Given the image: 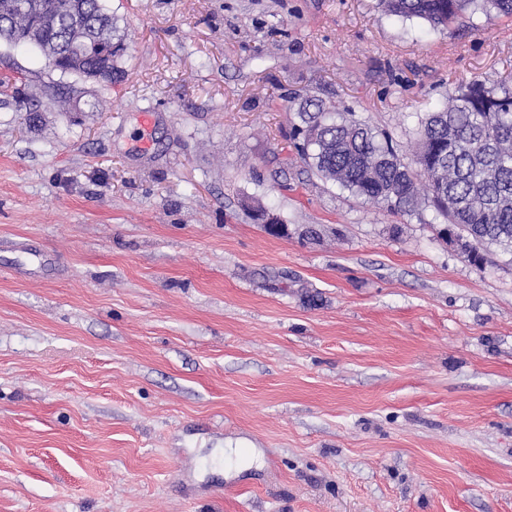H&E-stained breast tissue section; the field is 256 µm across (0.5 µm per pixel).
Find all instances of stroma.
I'll return each instance as SVG.
<instances>
[{"mask_svg":"<svg viewBox=\"0 0 512 512\" xmlns=\"http://www.w3.org/2000/svg\"><path fill=\"white\" fill-rule=\"evenodd\" d=\"M105 5L112 84L0 45V79L79 105L33 130L0 101V244L54 259L0 264V512H512V256L476 268L288 141L315 97L411 153L455 83L512 80V18Z\"/></svg>","mask_w":512,"mask_h":512,"instance_id":"stroma-1","label":"stroma"}]
</instances>
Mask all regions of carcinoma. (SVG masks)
I'll return each instance as SVG.
<instances>
[{"instance_id": "cac0c4a2", "label": "carcinoma", "mask_w": 512, "mask_h": 512, "mask_svg": "<svg viewBox=\"0 0 512 512\" xmlns=\"http://www.w3.org/2000/svg\"><path fill=\"white\" fill-rule=\"evenodd\" d=\"M28 0H0V34L11 46L40 51L47 67L86 80L89 69L112 61L100 44L124 45L103 0H78L79 15L65 11L67 0H42L33 12ZM389 14L447 27L476 11L512 17V0H380ZM90 45L87 62L68 68L70 44ZM290 139L300 160L326 181L372 204L413 214L425 202L448 224L467 232L470 262L490 263L487 246L512 252V87L505 82L461 81L445 102L418 118L412 162L392 137L349 110L305 99Z\"/></svg>"}]
</instances>
